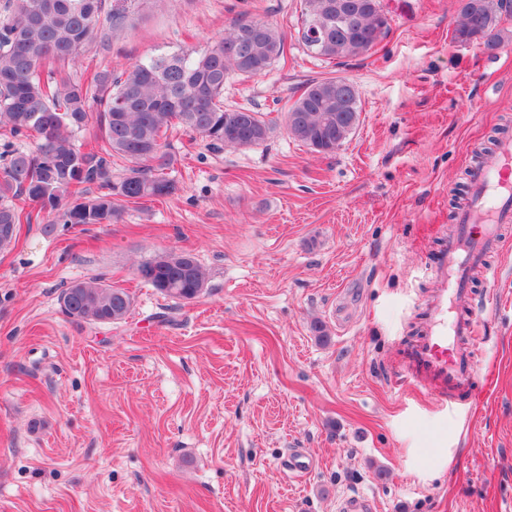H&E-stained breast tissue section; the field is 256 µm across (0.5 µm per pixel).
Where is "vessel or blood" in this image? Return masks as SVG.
I'll return each mask as SVG.
<instances>
[{
    "instance_id": "1",
    "label": "vessel or blood",
    "mask_w": 512,
    "mask_h": 512,
    "mask_svg": "<svg viewBox=\"0 0 512 512\" xmlns=\"http://www.w3.org/2000/svg\"><path fill=\"white\" fill-rule=\"evenodd\" d=\"M512 222V138H503L494 164L472 174L470 204L459 216V226L448 240L436 270L439 282L426 302L428 323L424 336L412 341L403 354L405 377L428 393L445 412H453L457 394L476 396L480 369L472 347L477 339V314L461 315L469 300L471 271L483 268L486 280L499 271L486 257L500 244L501 228Z\"/></svg>"
}]
</instances>
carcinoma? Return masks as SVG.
I'll return each instance as SVG.
<instances>
[{
  "mask_svg": "<svg viewBox=\"0 0 512 512\" xmlns=\"http://www.w3.org/2000/svg\"><path fill=\"white\" fill-rule=\"evenodd\" d=\"M333 0H302L301 25L326 22ZM365 6L362 24L377 42L390 23L376 31L382 0H356ZM512 8L505 0H458L452 39L497 49L501 23ZM125 18L105 11L104 0H5L0 19V129L11 139L0 144V250L15 243L19 224L30 221L25 205L39 208L47 227L56 224H112L122 219L115 198L161 197L176 189L171 172L177 156L167 149L168 130L195 133L214 148L252 147L273 130L265 114L251 108H224V83L231 77L266 73L285 55L286 34L264 20L236 19L224 37L201 52L181 50L149 56L120 72L95 69L86 77L62 75L92 45L104 24L116 30ZM370 48L354 41L331 44L317 57L341 61L367 56ZM96 106L99 137L88 147L78 143ZM358 95L348 109L336 111V79L308 82L287 109L291 137L333 154L347 138L346 118H358ZM236 122L242 135L227 126ZM31 140L34 150L14 142ZM105 190L87 196L90 186ZM152 267L150 286L175 302H190L205 290V272L194 254L163 251L138 264ZM67 316L89 324L124 322L133 305L130 294L101 278L64 289Z\"/></svg>",
  "mask_w": 512,
  "mask_h": 512,
  "instance_id": "carcinoma-1",
  "label": "carcinoma"
}]
</instances>
